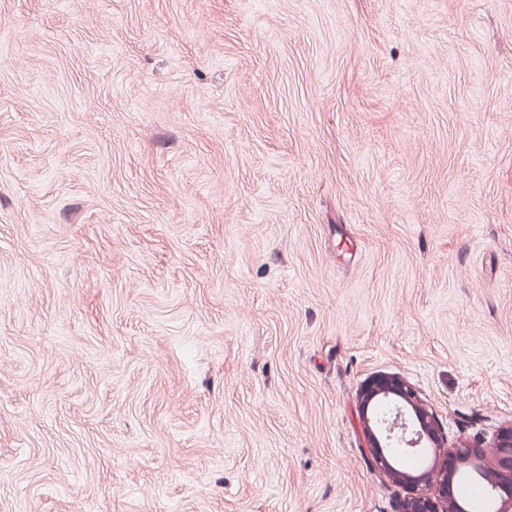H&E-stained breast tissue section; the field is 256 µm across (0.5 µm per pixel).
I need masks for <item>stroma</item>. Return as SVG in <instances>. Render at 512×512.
Masks as SVG:
<instances>
[{"mask_svg": "<svg viewBox=\"0 0 512 512\" xmlns=\"http://www.w3.org/2000/svg\"><path fill=\"white\" fill-rule=\"evenodd\" d=\"M512 428V0H0V512H399L357 414Z\"/></svg>", "mask_w": 512, "mask_h": 512, "instance_id": "obj_1", "label": "stroma"}]
</instances>
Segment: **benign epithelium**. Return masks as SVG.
Wrapping results in <instances>:
<instances>
[{"instance_id":"obj_1","label":"benign epithelium","mask_w":512,"mask_h":512,"mask_svg":"<svg viewBox=\"0 0 512 512\" xmlns=\"http://www.w3.org/2000/svg\"><path fill=\"white\" fill-rule=\"evenodd\" d=\"M360 422L368 447L373 449L376 466L396 480L416 489L436 478L447 490L460 470L481 469V450L464 442L448 450V464L442 470L419 474L402 472L392 465L394 443L412 450L431 453L433 462L442 457V437L435 420L421 405L413 387L396 377L379 374L363 385ZM501 468L494 489L499 499L498 512H512V430L498 437L496 444Z\"/></svg>"}]
</instances>
